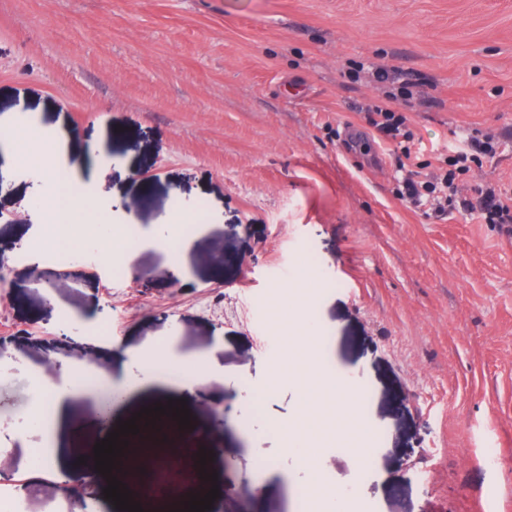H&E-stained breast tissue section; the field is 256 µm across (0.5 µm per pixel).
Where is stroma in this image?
<instances>
[{
	"label": "stroma",
	"instance_id": "1",
	"mask_svg": "<svg viewBox=\"0 0 512 512\" xmlns=\"http://www.w3.org/2000/svg\"><path fill=\"white\" fill-rule=\"evenodd\" d=\"M393 80L380 83L376 69ZM407 113L427 160L474 129L497 152L473 184L512 190V0H0V116L65 133L61 163L81 167L94 146L107 161L89 188L105 222L75 255L45 253L54 237L32 195L34 168L0 190V465L25 512H74L65 476L30 467L49 444L37 379L62 385L75 368L118 376L113 353L167 348L196 358L220 350L189 424L145 391L113 407L107 425L135 420L114 457L123 490L160 512L159 490L218 488L224 512H298L309 479L281 435L236 425L239 391L258 389L263 363L289 356L293 311L277 329L259 311L317 256L311 316L325 370L367 393L373 449L356 472L347 442L316 432L306 444L346 512H512V240L457 213L438 220L403 207L395 169L358 112ZM202 211L176 228L191 246L172 275L154 245L172 207ZM133 239L112 261L115 226ZM58 279L53 296L32 266ZM140 271L148 289L135 292ZM225 410L215 429L201 409ZM28 419L24 432L11 422ZM73 457L102 441L94 395L71 402ZM503 453L499 467L484 449ZM260 488L252 500L247 485Z\"/></svg>",
	"mask_w": 512,
	"mask_h": 512
}]
</instances>
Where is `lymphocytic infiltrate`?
I'll return each instance as SVG.
<instances>
[{"label":"lymphocytic infiltrate","mask_w":512,"mask_h":512,"mask_svg":"<svg viewBox=\"0 0 512 512\" xmlns=\"http://www.w3.org/2000/svg\"><path fill=\"white\" fill-rule=\"evenodd\" d=\"M364 120L384 141L395 145L394 162L399 177L394 195L401 204L408 207L431 204L438 218L461 212L476 223L496 225L500 233L512 236L511 194L485 184L473 187L472 198L459 195L460 182L480 163L482 156L493 152L492 135L472 131L465 138V148L449 151L437 171L425 177L406 167L414 132L405 113L375 105L366 110Z\"/></svg>","instance_id":"obj_1"}]
</instances>
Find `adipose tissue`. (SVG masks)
I'll return each mask as SVG.
<instances>
[{
	"instance_id": "1",
	"label": "adipose tissue",
	"mask_w": 512,
	"mask_h": 512,
	"mask_svg": "<svg viewBox=\"0 0 512 512\" xmlns=\"http://www.w3.org/2000/svg\"><path fill=\"white\" fill-rule=\"evenodd\" d=\"M0 141L8 145L7 151L0 154V164L4 167L27 163L38 166V202L61 225L62 245L76 246L84 238L95 234L98 207L86 186L98 176L100 162L97 156H89L80 169L63 171L57 159V132L35 123H1ZM315 285L313 274H303L296 281V291L290 294L295 307L292 368L288 369L279 364L266 366L260 390L247 394L243 402L247 408L258 403L264 406L267 423L284 436L289 453L296 455L303 468L313 475L318 472V462L312 453L300 447L302 431L296 421L298 415L309 411L311 407H319L324 414L331 417L333 432L352 442L351 454L356 468H363L370 455L369 449L356 445L367 428L362 417L356 414L355 393L340 378L324 374L321 362L314 354L317 330L307 315V303L310 290ZM290 372L294 373L299 382V391L293 414L288 417L276 408V392L282 378ZM83 390V385L74 381L55 395L51 429L59 446L50 457V465L60 471L71 470L74 466L64 442L71 431L69 400Z\"/></svg>"
}]
</instances>
